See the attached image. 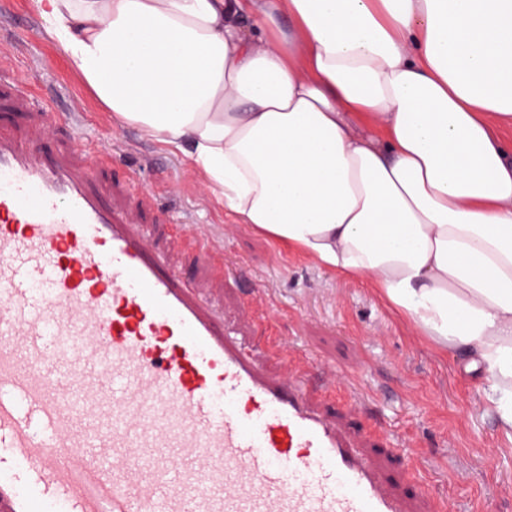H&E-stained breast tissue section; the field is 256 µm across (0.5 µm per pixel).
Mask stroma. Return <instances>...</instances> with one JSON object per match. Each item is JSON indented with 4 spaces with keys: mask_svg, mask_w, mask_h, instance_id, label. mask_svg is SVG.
Masks as SVG:
<instances>
[{
    "mask_svg": "<svg viewBox=\"0 0 512 512\" xmlns=\"http://www.w3.org/2000/svg\"><path fill=\"white\" fill-rule=\"evenodd\" d=\"M0 70L50 100L48 146L96 168L103 190L141 174V223L164 216L222 255L214 269L173 258L212 293L225 322L260 326L276 357L321 373L338 396L362 398L354 423L374 421L411 445L421 482L447 512H512V435L498 426L478 372L441 354L397 317L366 280L347 279L225 211L199 171L133 125L116 124L46 32L33 0H0Z\"/></svg>",
    "mask_w": 512,
    "mask_h": 512,
    "instance_id": "stroma-1",
    "label": "stroma"
}]
</instances>
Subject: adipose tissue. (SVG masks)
Instances as JSON below:
<instances>
[{"label": "adipose tissue", "mask_w": 512, "mask_h": 512, "mask_svg": "<svg viewBox=\"0 0 512 512\" xmlns=\"http://www.w3.org/2000/svg\"><path fill=\"white\" fill-rule=\"evenodd\" d=\"M106 111L367 279L512 432V0H34Z\"/></svg>", "instance_id": "obj_1"}]
</instances>
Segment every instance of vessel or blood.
I'll list each match as a JSON object with an SVG mask.
<instances>
[{
    "mask_svg": "<svg viewBox=\"0 0 512 512\" xmlns=\"http://www.w3.org/2000/svg\"><path fill=\"white\" fill-rule=\"evenodd\" d=\"M34 127H0V512H420L396 434L355 430L305 369L271 373Z\"/></svg>",
    "mask_w": 512,
    "mask_h": 512,
    "instance_id": "1",
    "label": "vessel or blood"
}]
</instances>
